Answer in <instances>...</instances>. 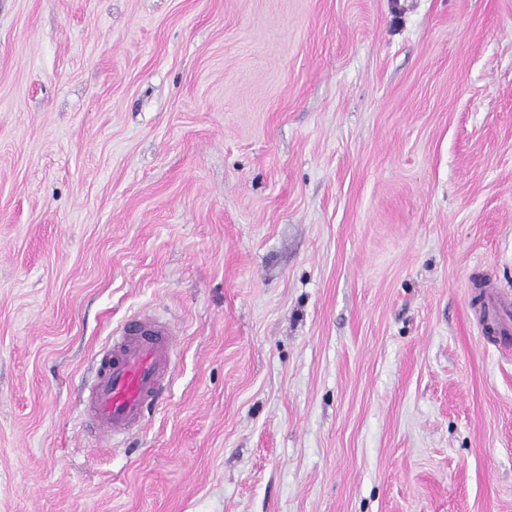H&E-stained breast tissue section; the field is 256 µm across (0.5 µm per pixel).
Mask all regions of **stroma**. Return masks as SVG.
<instances>
[{
    "label": "stroma",
    "instance_id": "35a3bbf8",
    "mask_svg": "<svg viewBox=\"0 0 512 512\" xmlns=\"http://www.w3.org/2000/svg\"><path fill=\"white\" fill-rule=\"evenodd\" d=\"M512 0H0V512H512ZM160 404L78 426L113 328ZM484 284V303L491 313L495 323V329L489 330L486 323L482 324V331L491 335V338L495 336H504L507 340L512 334V321L510 320V310L512 307V299L501 296L493 285V281L481 278ZM173 336L166 322L144 314L112 338L87 391L83 431L114 437L140 426L169 379L176 349Z\"/></svg>",
    "mask_w": 512,
    "mask_h": 512
}]
</instances>
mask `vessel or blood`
<instances>
[{"instance_id": "1", "label": "vessel or blood", "mask_w": 512, "mask_h": 512, "mask_svg": "<svg viewBox=\"0 0 512 512\" xmlns=\"http://www.w3.org/2000/svg\"><path fill=\"white\" fill-rule=\"evenodd\" d=\"M483 297L495 334L512 335V299L501 296L489 280ZM175 349L171 327L155 316L145 314L124 326L97 363L81 429L116 436L138 428L160 399Z\"/></svg>"}]
</instances>
